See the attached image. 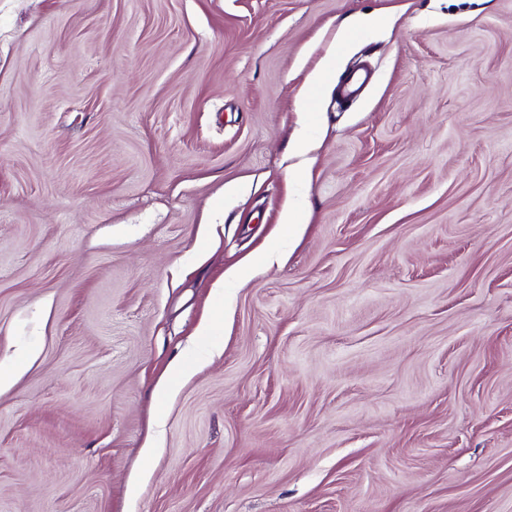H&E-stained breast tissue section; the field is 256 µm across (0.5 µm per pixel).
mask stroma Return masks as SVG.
I'll return each instance as SVG.
<instances>
[{
  "label": "stroma",
  "mask_w": 512,
  "mask_h": 512,
  "mask_svg": "<svg viewBox=\"0 0 512 512\" xmlns=\"http://www.w3.org/2000/svg\"><path fill=\"white\" fill-rule=\"evenodd\" d=\"M1 364L0 512H512V0H0Z\"/></svg>",
  "instance_id": "obj_1"
}]
</instances>
